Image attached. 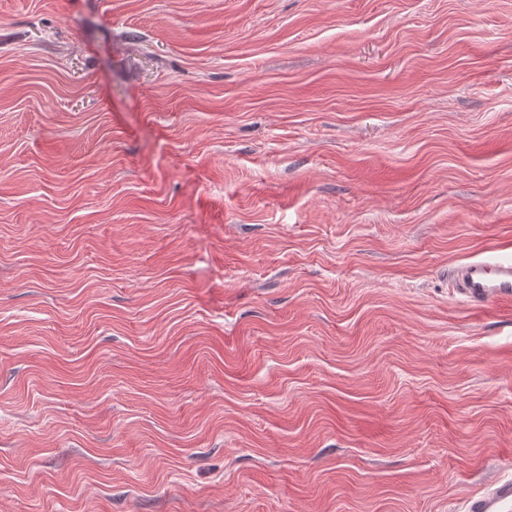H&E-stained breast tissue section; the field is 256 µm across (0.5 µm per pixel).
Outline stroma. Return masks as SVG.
<instances>
[{"label": "stroma", "mask_w": 512, "mask_h": 512, "mask_svg": "<svg viewBox=\"0 0 512 512\" xmlns=\"http://www.w3.org/2000/svg\"><path fill=\"white\" fill-rule=\"evenodd\" d=\"M495 249L512 0H0V512H462ZM453 288L471 308L482 310L502 302L512 303V253H495L472 259L450 275Z\"/></svg>", "instance_id": "stroma-1"}]
</instances>
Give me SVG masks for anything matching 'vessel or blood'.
I'll list each match as a JSON object with an SVG mask.
<instances>
[{
    "label": "vessel or blood",
    "mask_w": 512,
    "mask_h": 512,
    "mask_svg": "<svg viewBox=\"0 0 512 512\" xmlns=\"http://www.w3.org/2000/svg\"><path fill=\"white\" fill-rule=\"evenodd\" d=\"M450 279L471 308L482 310L497 303H512V253L476 257L452 272ZM466 512H512V479L484 484L468 497Z\"/></svg>",
    "instance_id": "vessel-or-blood-1"
}]
</instances>
